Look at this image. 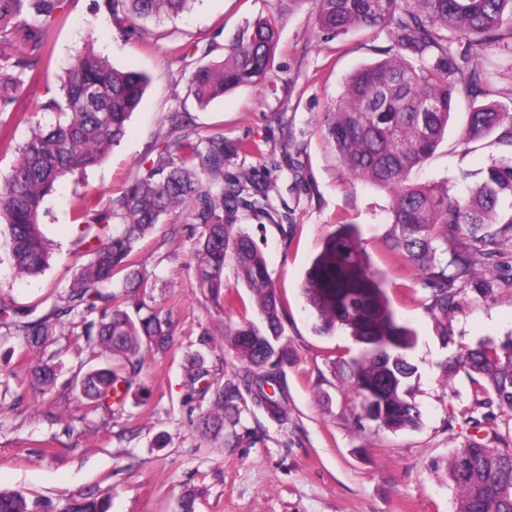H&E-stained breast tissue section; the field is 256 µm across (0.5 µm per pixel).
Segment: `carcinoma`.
Listing matches in <instances>:
<instances>
[{
    "mask_svg": "<svg viewBox=\"0 0 512 512\" xmlns=\"http://www.w3.org/2000/svg\"><path fill=\"white\" fill-rule=\"evenodd\" d=\"M189 0H103L109 21L172 16ZM320 29L343 34L351 29H377L392 42L393 54L357 69L341 99L329 113L327 133L338 158L354 179L365 180L390 197L391 247L403 252L425 275L433 306L442 316L455 304L456 282L479 290L478 267L490 264L500 248L512 243V152L500 155L482 171L464 196L448 185H418L413 169L435 153L448 130L456 97L468 103L467 121L456 147L466 154L470 144L492 134L512 148V109L494 99L495 76L479 64L488 47L497 45L512 57V0H312ZM58 0H0V19L31 14L23 25L29 54L13 67L29 69L38 80L49 70L50 33L59 21ZM279 40L278 19L260 16L240 26L229 43L207 45L220 60L197 67L190 93L205 107L224 93L258 83L273 66ZM149 78L118 69L87 48L64 72L60 94L33 106L55 112L50 128L36 126L14 143L7 125L0 126V147L12 149L17 161L0 179V236L19 276H37L49 265L48 239L42 224L44 202L55 185L79 170L101 164L126 134L127 122L140 106ZM179 131L155 146V158L139 168L124 191L106 206L84 194L74 203V220L84 225L89 259L69 288L54 296L52 312L32 317L35 308L20 309L0 300L4 336H20L30 349L43 347L61 318H82L90 349L110 361L79 371L74 385L94 410L110 399L120 402L124 370H136L146 352L168 349L170 324L142 302L131 314L119 305L95 321L86 317L99 301H109L117 275L133 291L149 288V277L134 256L141 241L160 224L186 212L202 231L191 260L197 288L217 307H232L226 294L224 265L233 262L238 278L253 293L261 324L244 320L224 324L222 336L245 365L234 380L216 384L212 411L198 429L218 434L240 419L243 393L275 421L286 419L287 396L279 386L288 351L281 345L282 303L266 259L252 238L224 223V213L243 206L266 213L269 189L246 177L227 180L224 164L231 154H250L255 144L230 147L224 134L202 137L182 125L181 113L169 116ZM451 252L449 260L439 252ZM383 276L371 268L357 228L338 224L306 272L302 294L315 317V329L346 333L358 353L338 364L345 382L362 397L365 418L397 431L416 426L420 410L410 399L409 381L417 374L411 351L415 335L401 324L383 288ZM445 377L460 373L473 386L474 406L494 405L512 411V336L483 340L440 364ZM196 382L208 375L205 357L187 358ZM28 379L42 392L57 383L49 363L30 367ZM271 391H266V388ZM448 481L458 492L457 512H512V448L473 443L451 454ZM109 498L84 490L58 507L18 491L0 490V512H109Z\"/></svg>",
    "mask_w": 512,
    "mask_h": 512,
    "instance_id": "cac0c4a2",
    "label": "carcinoma"
}]
</instances>
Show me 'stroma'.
<instances>
[{"label": "stroma", "instance_id": "obj_1", "mask_svg": "<svg viewBox=\"0 0 512 512\" xmlns=\"http://www.w3.org/2000/svg\"><path fill=\"white\" fill-rule=\"evenodd\" d=\"M47 80L11 71L27 53L20 28L32 16L0 21V75L14 72L18 90L0 88V123L16 141L31 125L50 124L53 113H31L32 102L58 89L72 58L86 45L116 67L147 73L150 86L132 115L125 137L109 157L61 184L45 202L44 232L51 248L40 275L16 278L0 249V298L21 308L49 312L42 299L66 289L88 260L73 221L74 195L90 193L109 203L168 129V115L186 113L200 135L220 132L226 144L255 143L257 152L233 155L224 174L249 175L270 189L269 214L238 210L229 219L263 251L283 302L289 361L281 385L288 398L286 420L277 422L253 401L242 405L240 422L217 437L195 428L208 411V384L241 371L231 348L207 352V378L191 381L186 359L199 351L202 334L220 337L222 322L259 316L251 293L233 265L224 282L238 301L217 312L196 286L188 264L201 228L188 215L158 226L141 244L150 287L136 296L114 281L112 292L126 309L139 302L168 318L172 343L150 353L133 377L122 408H85L70 379L80 364L98 363L85 348L81 322L65 325L40 351L15 336L0 335V489L61 503L78 491L96 489L112 501L110 512H175L185 493L196 512H456L457 492L445 464L471 443L512 448V414L464 420L473 394L464 375L445 380L441 362L484 339L512 336V244L490 266L487 292L466 288L447 317L437 316L419 268L390 248V198L386 191L354 180L341 165L327 134L326 119L342 96L349 75L387 56L390 41L373 30L339 36L320 31L310 0L281 11L280 0H191L174 17L132 18L109 24L94 0H59ZM279 18L273 68L262 82L238 88L199 108L189 96L193 70L207 64L210 42L227 43L246 21ZM467 102L458 99L448 133L433 157L413 173L419 183L461 188L460 174L486 168L502 149L494 137L460 154L455 142ZM338 224L359 229L373 269L398 318L417 335L412 358L418 367L410 393L421 411L416 427L388 431L364 418L362 399L342 379L337 361L353 344L342 332L322 335L306 308L305 272ZM44 360L58 366L53 391L29 386L27 369Z\"/></svg>", "mask_w": 512, "mask_h": 512}]
</instances>
